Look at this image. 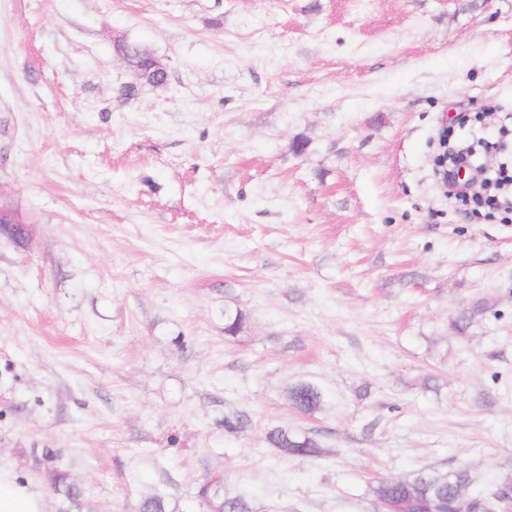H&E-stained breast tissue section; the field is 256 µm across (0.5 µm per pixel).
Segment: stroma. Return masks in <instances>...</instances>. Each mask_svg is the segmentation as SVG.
<instances>
[{"label":"stroma","instance_id":"1","mask_svg":"<svg viewBox=\"0 0 512 512\" xmlns=\"http://www.w3.org/2000/svg\"><path fill=\"white\" fill-rule=\"evenodd\" d=\"M481 106L460 135L512 145V0H0V206L30 226L0 238V465L45 512L46 448L93 512H204L208 476L250 512L511 483L512 218L433 175ZM282 425L323 455L270 448ZM124 56L132 61L137 68L140 77L151 86L164 85L167 81V72L159 73L153 69L154 56L134 42H126L122 45ZM489 309L487 300H479L470 308L463 311L451 322V328L458 333L465 332L469 327L478 323ZM288 400L298 411L311 414L322 406L324 393L311 382L299 381L288 388ZM434 471H421L396 483L381 481L375 488V495L378 500H409L416 512H466L460 510L465 502L481 508L496 507L489 500V490L469 492L473 480L467 469L446 474ZM385 501L380 503V511H395V506Z\"/></svg>","mask_w":512,"mask_h":512}]
</instances>
